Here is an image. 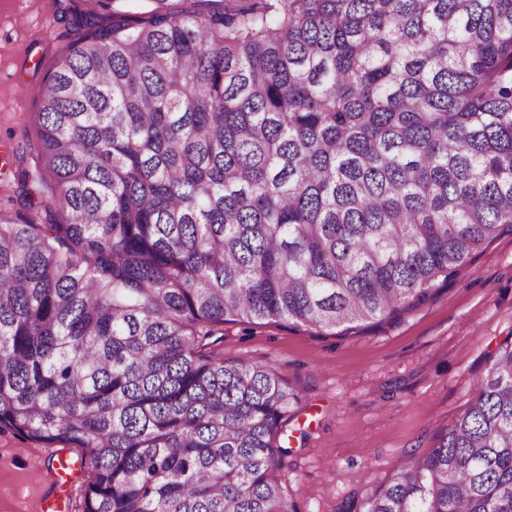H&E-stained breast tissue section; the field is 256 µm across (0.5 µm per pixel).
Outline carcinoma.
I'll list each match as a JSON object with an SVG mask.
<instances>
[{"label": "carcinoma", "instance_id": "1", "mask_svg": "<svg viewBox=\"0 0 512 512\" xmlns=\"http://www.w3.org/2000/svg\"><path fill=\"white\" fill-rule=\"evenodd\" d=\"M72 22L0 211V427L85 450L82 512H297L298 392L211 350L430 302L512 233V0H156ZM337 512H512V336Z\"/></svg>", "mask_w": 512, "mask_h": 512}]
</instances>
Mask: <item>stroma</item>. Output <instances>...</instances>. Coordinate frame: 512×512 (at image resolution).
Returning <instances> with one entry per match:
<instances>
[{
	"label": "stroma",
	"instance_id": "stroma-1",
	"mask_svg": "<svg viewBox=\"0 0 512 512\" xmlns=\"http://www.w3.org/2000/svg\"><path fill=\"white\" fill-rule=\"evenodd\" d=\"M99 14L95 0H0V203L17 169L35 165L45 82L72 50L68 18ZM512 335V234L485 246L432 302L351 330L317 331L285 322L228 323L215 348L229 360L279 368L302 397L283 485L298 512H336L359 482L386 481L410 455L427 454L437 433L468 405L489 352ZM75 468L63 486L57 457ZM91 472L75 445L0 431V512L19 498L63 493L81 512Z\"/></svg>",
	"mask_w": 512,
	"mask_h": 512
}]
</instances>
